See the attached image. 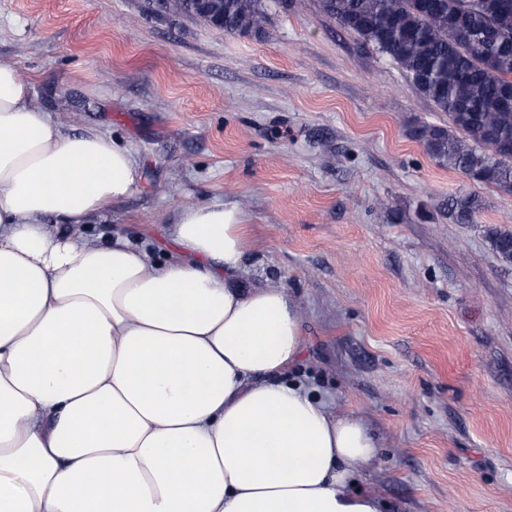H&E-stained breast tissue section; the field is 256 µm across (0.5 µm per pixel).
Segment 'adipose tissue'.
Returning <instances> with one entry per match:
<instances>
[{
    "label": "adipose tissue",
    "mask_w": 512,
    "mask_h": 512,
    "mask_svg": "<svg viewBox=\"0 0 512 512\" xmlns=\"http://www.w3.org/2000/svg\"><path fill=\"white\" fill-rule=\"evenodd\" d=\"M139 178L130 148L64 134L0 59V512H384L355 485L380 440L287 376L297 304L241 286L239 204L180 208L164 263L49 232Z\"/></svg>",
    "instance_id": "1"
}]
</instances>
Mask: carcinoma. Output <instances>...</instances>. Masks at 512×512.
<instances>
[{
    "mask_svg": "<svg viewBox=\"0 0 512 512\" xmlns=\"http://www.w3.org/2000/svg\"><path fill=\"white\" fill-rule=\"evenodd\" d=\"M267 0H224V32L261 38ZM343 28L388 56L448 126L421 122L409 136L441 166L512 195V0H321ZM475 194L451 198L443 214L471 224ZM499 257L512 262V231L493 229Z\"/></svg>",
    "mask_w": 512,
    "mask_h": 512,
    "instance_id": "1",
    "label": "carcinoma"
}]
</instances>
